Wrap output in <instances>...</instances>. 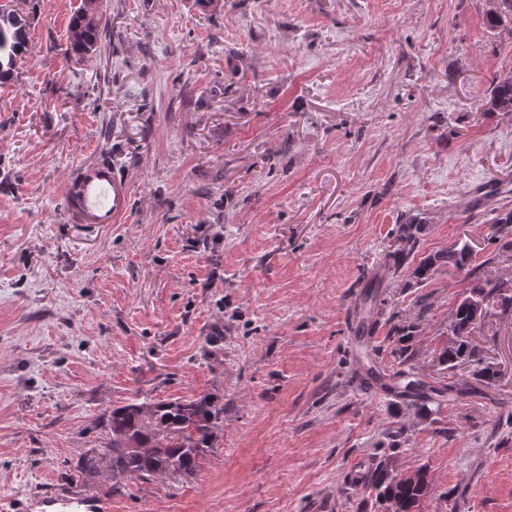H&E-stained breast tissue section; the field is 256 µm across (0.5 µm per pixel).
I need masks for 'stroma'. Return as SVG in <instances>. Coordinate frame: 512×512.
Instances as JSON below:
<instances>
[{
	"mask_svg": "<svg viewBox=\"0 0 512 512\" xmlns=\"http://www.w3.org/2000/svg\"><path fill=\"white\" fill-rule=\"evenodd\" d=\"M7 3L27 52L0 84V512H384L358 478L387 455L428 468L420 512H512V312L475 332L501 378L428 417L366 382H452L432 359L476 277L413 271L464 241L481 265L512 209V114L490 103L512 23L488 28L490 0H102L81 60L83 0ZM93 163L108 224L69 204ZM371 280L386 314L361 341ZM208 393L224 423L194 474L116 492L77 472L113 407ZM85 0L82 7L70 18L68 31L71 52L75 57H84L97 50L102 31L101 17L95 14L92 2ZM423 224L421 220L409 217L404 219L403 224L398 225L394 242L384 256L385 262L394 270L400 269L408 258L414 254L419 243V234L423 230Z\"/></svg>",
	"mask_w": 512,
	"mask_h": 512,
	"instance_id": "35a3bbf8",
	"label": "stroma"
}]
</instances>
